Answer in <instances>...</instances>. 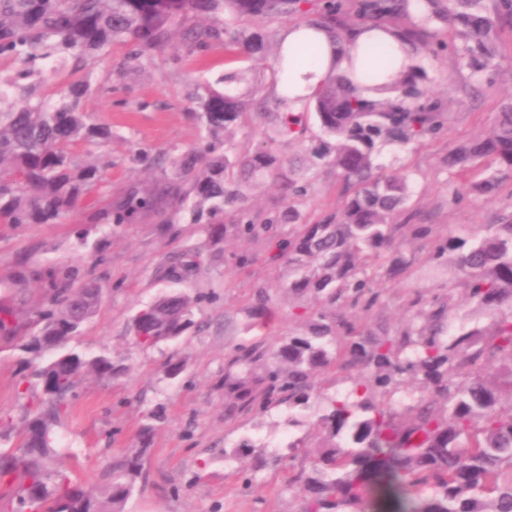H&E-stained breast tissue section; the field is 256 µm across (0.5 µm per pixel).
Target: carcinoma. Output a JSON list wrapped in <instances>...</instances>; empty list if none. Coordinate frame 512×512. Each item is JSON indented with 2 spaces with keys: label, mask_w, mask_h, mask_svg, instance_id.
<instances>
[{
  "label": "carcinoma",
  "mask_w": 512,
  "mask_h": 512,
  "mask_svg": "<svg viewBox=\"0 0 512 512\" xmlns=\"http://www.w3.org/2000/svg\"><path fill=\"white\" fill-rule=\"evenodd\" d=\"M0 0V58L33 62L52 57L71 61L78 72L101 59L112 42L134 46L128 64L182 32L190 47L224 40L229 58L262 53V35L242 36L233 23L309 14L306 22L331 30L341 42L373 30L391 32L407 50V61L390 71L392 59L379 42L369 44L351 74L330 73L301 112H276L278 139L261 138L248 153L238 151L234 130L265 118V99L251 91L254 111H246L235 84L190 97V116L207 136L206 154L185 153L172 161L183 184L141 186L128 191L97 222L128 224L141 213L193 199L196 213L209 217L214 246L229 235L264 237L273 224H225L224 212H240L252 181H281L293 204L276 217L289 225L276 240L275 258L288 266V294L310 296L324 308L296 313L298 330L280 340L264 373L254 375L262 353L242 345L228 362L224 397L239 408L256 402L309 409L321 398L315 373L327 367L358 369L352 388L326 399L316 420L323 434L313 473L297 472L290 483L302 498V512H378L370 486H386L391 512H512V418L496 407L512 404V211L470 237L441 236L432 224H413L410 172L378 163L383 148L422 145L448 129V113L429 94L430 81L416 56L431 61L453 57L455 66L481 81L497 56L500 26H512V0ZM224 14L219 19L218 14ZM454 29L447 40L434 28ZM317 50L311 39L291 51L278 47L283 75L296 59ZM14 102L0 109V223L59 224L102 181L104 166L86 160L83 144L106 146L112 126L83 109L92 93L78 78L46 99L39 85L0 79ZM321 134L307 146L311 169H336L342 181L341 207L311 222L297 202L308 182L288 176L277 145L304 142L308 116ZM458 186L448 189V205L469 194L493 199L502 171H512V98L501 103L494 128L448 150L444 159ZM405 216L404 223L397 218ZM386 263L384 276L400 280L416 264L452 263L454 286L407 304L408 323L390 331L368 319L380 294L367 268ZM201 266L187 250L167 276L188 280ZM51 304L34 309L24 332L13 305L0 302V338L5 347L29 356L48 351L54 358L36 368L37 386L23 391L22 427L0 419V487L8 489L14 512H125L143 476V460L154 426L138 431L139 446L114 460L100 488L87 489L56 465L53 429L67 416L77 377L122 375L126 367L104 355L87 358L67 345L91 318L102 298L92 281L76 287L50 277ZM489 313L487 326L448 334L457 292ZM196 325L192 301L169 292L133 317V341L142 350L186 335ZM20 442L5 446L13 431Z\"/></svg>",
  "instance_id": "cac0c4a2"
}]
</instances>
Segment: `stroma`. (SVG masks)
<instances>
[{
    "mask_svg": "<svg viewBox=\"0 0 512 512\" xmlns=\"http://www.w3.org/2000/svg\"><path fill=\"white\" fill-rule=\"evenodd\" d=\"M497 64L491 84L473 83L467 73H454L453 62L441 58L431 68L432 94L445 104L448 131L430 144L401 149L388 146L383 163L392 169L408 166L415 191L417 221L434 225L442 234L474 233L493 223L499 210L512 204V177L505 178L499 196L490 200L467 197L461 205L448 204V172L438 162L449 147L477 131H490L502 100L512 96V28L498 35ZM130 45H112L108 54L83 71L95 91L83 107L101 123L111 125L113 138L104 147H87L91 158L109 162L100 187L80 203L62 224H0V300L27 299L36 304L48 297L42 279L19 284V264L34 272L73 273L76 281L96 280L104 289L94 315L82 326L72 349L93 357L107 355L125 365L116 378L100 381L81 376L72 410L56 430L59 463L73 471L86 487H94L114 458L136 447V433L153 409L163 408L144 461V476L126 504V512H300L301 499L289 487L291 472L311 469L321 434L311 414L287 405L253 406L227 411L224 370L236 347L255 345L261 350L293 332L295 303L284 285V264L273 261L269 248L245 238H227L223 256H214L201 224L190 205L149 212L129 224L113 226L91 221L93 211L114 203L131 186H161L176 180L171 158L203 150V131L190 118V97L203 86L218 87L222 76H246L240 92L251 85L270 88L275 58L269 54L225 60L224 43L186 48L181 36L152 52L141 67L127 65ZM0 75L36 82L50 96L74 80L70 67L50 69L46 61L29 66L0 59ZM339 188L330 168L311 176V188L302 208L317 221L336 210ZM170 225L160 234L158 225ZM199 251L202 273L176 284L165 273L172 258L185 250ZM252 257L238 267L234 254ZM452 270L419 268L401 281L375 275L373 286L382 293L374 310V324L398 329L409 314L407 301L415 293L443 292L452 284ZM269 295L268 315H252L257 286ZM180 290L204 294L193 307L195 331L161 347L138 348L130 331L131 320L145 303L160 294ZM182 359L183 373L165 374L169 357ZM32 366L19 353L0 351V416L21 423V393ZM250 441V456L233 458L241 441ZM297 450H289V443ZM278 463H271V456ZM254 475L242 487L241 472Z\"/></svg>",
    "mask_w": 512,
    "mask_h": 512,
    "instance_id": "35a3bbf8",
    "label": "stroma"
}]
</instances>
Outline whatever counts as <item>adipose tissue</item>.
Here are the masks:
<instances>
[{
	"label": "adipose tissue",
	"mask_w": 512,
	"mask_h": 512,
	"mask_svg": "<svg viewBox=\"0 0 512 512\" xmlns=\"http://www.w3.org/2000/svg\"><path fill=\"white\" fill-rule=\"evenodd\" d=\"M314 39L317 53L303 65L294 67L288 74V82L277 85L276 92L286 103L290 112L302 111L305 101L317 90L329 71L344 72L348 69V61L336 48L333 35L324 29L307 27L300 23L288 27L282 36L285 47L291 48L302 39Z\"/></svg>",
	"instance_id": "adipose-tissue-1"
}]
</instances>
